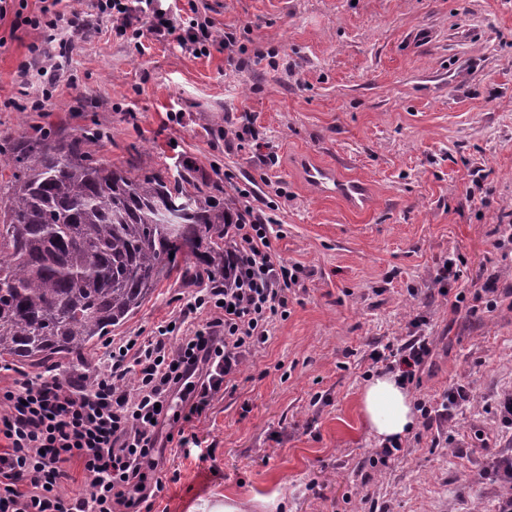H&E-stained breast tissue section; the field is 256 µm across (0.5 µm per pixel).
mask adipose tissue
<instances>
[{"mask_svg": "<svg viewBox=\"0 0 512 512\" xmlns=\"http://www.w3.org/2000/svg\"><path fill=\"white\" fill-rule=\"evenodd\" d=\"M360 414L368 433L382 443L405 438L416 425L411 394L396 374L377 375L366 383Z\"/></svg>", "mask_w": 512, "mask_h": 512, "instance_id": "obj_1", "label": "adipose tissue"}]
</instances>
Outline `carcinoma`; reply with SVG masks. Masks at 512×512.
<instances>
[{
    "instance_id": "obj_1",
    "label": "carcinoma",
    "mask_w": 512,
    "mask_h": 512,
    "mask_svg": "<svg viewBox=\"0 0 512 512\" xmlns=\"http://www.w3.org/2000/svg\"><path fill=\"white\" fill-rule=\"evenodd\" d=\"M99 136L28 125L0 139V358L89 350L172 274H230L233 200L114 168L91 151Z\"/></svg>"
}]
</instances>
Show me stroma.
<instances>
[{"label":"stroma","instance_id":"obj_1","mask_svg":"<svg viewBox=\"0 0 512 512\" xmlns=\"http://www.w3.org/2000/svg\"><path fill=\"white\" fill-rule=\"evenodd\" d=\"M207 2L241 64L130 40L106 19L73 36L38 111L18 77L34 35L14 14L0 20V138L23 119L97 127L104 162L172 182L188 166L230 197L250 189L251 205L273 212L275 254L303 270L287 318L192 427L212 459L168 454L150 512H494L504 487L486 471L512 456L497 411L512 391V254L497 246L512 222V0ZM244 112L255 137L225 138ZM307 153L367 180L373 208L311 195L296 164ZM450 258L461 278L436 283ZM490 279L505 296L469 313L458 294ZM206 285L164 280L112 339L152 335ZM416 336L432 354L414 400L434 412L460 385L473 398L448 424L418 420L382 465L359 394L386 371L373 354ZM103 352L15 362L0 380L89 374Z\"/></svg>","mask_w":512,"mask_h":512}]
</instances>
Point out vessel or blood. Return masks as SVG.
<instances>
[{
  "mask_svg": "<svg viewBox=\"0 0 512 512\" xmlns=\"http://www.w3.org/2000/svg\"><path fill=\"white\" fill-rule=\"evenodd\" d=\"M302 164L307 172V183L318 196L339 199L355 213L370 208L369 190L362 178L344 176L337 166L312 158L303 159Z\"/></svg>",
  "mask_w": 512,
  "mask_h": 512,
  "instance_id": "obj_1",
  "label": "vessel or blood"
}]
</instances>
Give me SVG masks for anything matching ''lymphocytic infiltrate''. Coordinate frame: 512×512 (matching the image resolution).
<instances>
[{
    "instance_id": "lymphocytic-infiltrate-1",
    "label": "lymphocytic infiltrate",
    "mask_w": 512,
    "mask_h": 512,
    "mask_svg": "<svg viewBox=\"0 0 512 512\" xmlns=\"http://www.w3.org/2000/svg\"><path fill=\"white\" fill-rule=\"evenodd\" d=\"M152 3L95 0L93 12L65 15L48 0L26 17L38 38L19 76L34 72L42 79L33 109L58 86L65 33H88L99 18L112 19L134 40L148 33L164 42L174 35L192 54L215 48L235 62L234 32L215 35L208 17L176 27ZM271 222L250 204L240 206L231 226L233 287L200 289L153 335L107 342L92 377L40 373L0 386V512H140L162 487L157 477L167 444L195 443L186 424L223 398L246 356L267 342L270 323L288 315V293L301 269L273 252ZM73 462L92 479L87 494L63 491Z\"/></svg>"
}]
</instances>
